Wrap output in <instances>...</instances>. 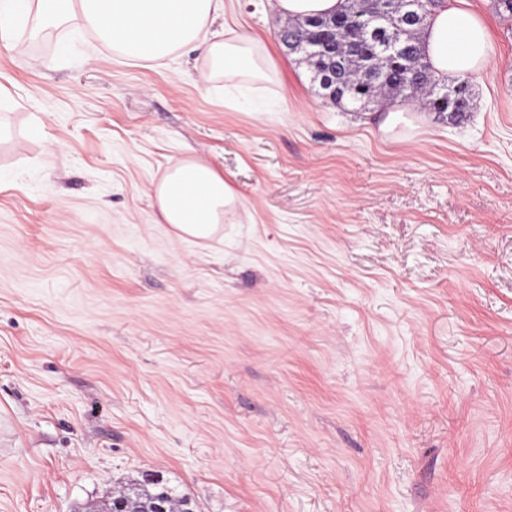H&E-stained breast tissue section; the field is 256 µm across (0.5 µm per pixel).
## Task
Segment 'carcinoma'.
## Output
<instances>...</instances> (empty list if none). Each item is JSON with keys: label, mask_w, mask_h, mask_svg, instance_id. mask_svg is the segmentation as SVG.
<instances>
[{"label": "carcinoma", "mask_w": 512, "mask_h": 512, "mask_svg": "<svg viewBox=\"0 0 512 512\" xmlns=\"http://www.w3.org/2000/svg\"><path fill=\"white\" fill-rule=\"evenodd\" d=\"M299 18L289 25L298 31L299 53L317 73V78L335 75L336 100L345 90L356 101L389 95L403 99L414 96L427 112L436 108L441 88L448 89L449 113L470 109L468 81L455 85L439 82L429 69L421 67L420 34L425 22L408 18V7L397 0H348L344 12L336 15V33ZM401 44L399 54L388 56L384 47L393 40ZM158 487L147 481L136 483L112 495V501H128L149 509Z\"/></svg>", "instance_id": "obj_1"}]
</instances>
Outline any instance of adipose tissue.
I'll list each match as a JSON object with an SVG mask.
<instances>
[{
    "instance_id": "1",
    "label": "adipose tissue",
    "mask_w": 512,
    "mask_h": 512,
    "mask_svg": "<svg viewBox=\"0 0 512 512\" xmlns=\"http://www.w3.org/2000/svg\"><path fill=\"white\" fill-rule=\"evenodd\" d=\"M51 14L79 20L85 32L105 38L134 61L198 51L229 83L270 71L257 37L221 24L224 0H0V38H11L22 20L31 34H38ZM421 40L426 60L442 82L478 75L492 64L488 26L455 0H441L432 9ZM154 198L159 223L195 239L213 236L238 202L223 174L197 160L172 164Z\"/></svg>"
}]
</instances>
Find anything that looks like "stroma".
<instances>
[{
	"label": "stroma",
	"mask_w": 512,
	"mask_h": 512,
	"mask_svg": "<svg viewBox=\"0 0 512 512\" xmlns=\"http://www.w3.org/2000/svg\"><path fill=\"white\" fill-rule=\"evenodd\" d=\"M471 111L319 93L276 68L224 101L193 52L147 66L77 22L0 39V512H84L158 474L194 512H512V19ZM183 158L239 196L187 241ZM157 223L181 234L207 239L224 224L238 202L224 175L205 161L181 160L164 173L154 191Z\"/></svg>",
	"instance_id": "stroma-1"
}]
</instances>
